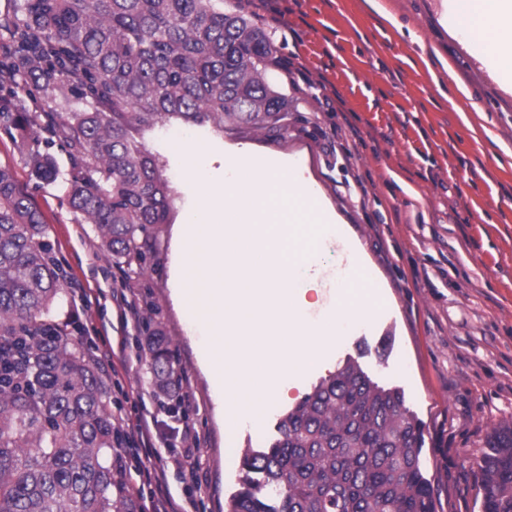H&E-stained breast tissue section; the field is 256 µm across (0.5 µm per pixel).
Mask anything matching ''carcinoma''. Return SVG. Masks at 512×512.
<instances>
[{
    "label": "carcinoma",
    "instance_id": "1",
    "mask_svg": "<svg viewBox=\"0 0 512 512\" xmlns=\"http://www.w3.org/2000/svg\"><path fill=\"white\" fill-rule=\"evenodd\" d=\"M13 56L0 70L64 99L44 127L75 150L69 204L97 226L124 273L145 272L170 194L137 133L169 119L258 130L288 114L267 80L272 46L224 0H17ZM30 134L25 112L0 122ZM44 181L55 162L35 153ZM42 213L0 166V512H136L113 458L110 387L82 344ZM158 389L179 381L176 350L152 311L142 315ZM482 512H512V424L486 438ZM422 430L397 388L356 360L324 378L278 423L262 450L244 449L230 512H436L420 465Z\"/></svg>",
    "mask_w": 512,
    "mask_h": 512
}]
</instances>
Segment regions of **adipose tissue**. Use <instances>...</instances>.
<instances>
[{"label": "adipose tissue", "mask_w": 512, "mask_h": 512, "mask_svg": "<svg viewBox=\"0 0 512 512\" xmlns=\"http://www.w3.org/2000/svg\"><path fill=\"white\" fill-rule=\"evenodd\" d=\"M451 22L477 55L493 62L500 82L512 87V0H452Z\"/></svg>", "instance_id": "obj_1"}]
</instances>
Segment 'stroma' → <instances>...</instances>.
<instances>
[{"label": "stroma", "mask_w": 512, "mask_h": 512, "mask_svg": "<svg viewBox=\"0 0 512 512\" xmlns=\"http://www.w3.org/2000/svg\"><path fill=\"white\" fill-rule=\"evenodd\" d=\"M444 2L224 0L266 34L274 58L291 64L292 73L268 72L288 97V114L263 130L172 119L143 132L168 182L170 210L142 275H123L95 225L70 208L69 146L37 123L26 137L0 124V166L15 171L43 213L66 287L91 291L90 309L71 306L84 335L99 344L138 337L139 323L122 322L112 301L123 280L156 309L189 399L175 412L163 406L144 357L131 362L128 383L147 390L156 446L179 443L185 420L200 433L196 512H226L243 471L241 461L224 458L219 392L198 357L203 331L172 300V230L195 201L186 161L171 145L176 133L208 143L216 175L231 145L300 156L388 299L331 345L262 425H242L237 448L268 447L279 418L351 356L374 381L402 389L421 422V470L436 512H482L478 464L486 438L512 423V93L465 35L444 27ZM37 150L55 158V181L32 175L28 158Z\"/></svg>", "instance_id": "35a3bbf8"}]
</instances>
